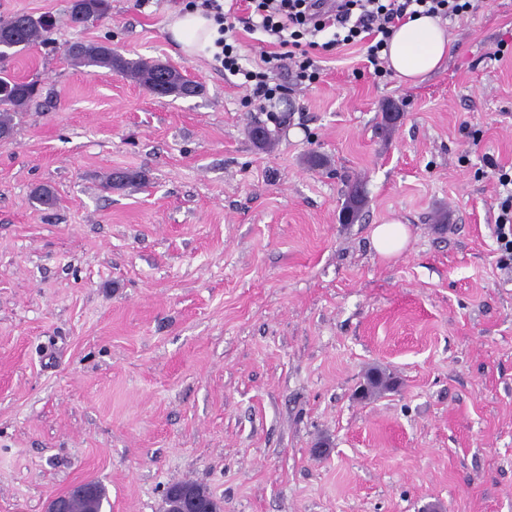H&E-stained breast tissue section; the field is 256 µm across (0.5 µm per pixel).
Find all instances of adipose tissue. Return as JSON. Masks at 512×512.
<instances>
[{"mask_svg":"<svg viewBox=\"0 0 512 512\" xmlns=\"http://www.w3.org/2000/svg\"><path fill=\"white\" fill-rule=\"evenodd\" d=\"M166 32L185 55L192 57L211 47L215 26L204 12L195 10L174 14ZM448 47L449 36L441 17L420 16L395 30L389 42L388 64L398 77L414 84L441 66Z\"/></svg>","mask_w":512,"mask_h":512,"instance_id":"adipose-tissue-1","label":"adipose tissue"}]
</instances>
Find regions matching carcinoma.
<instances>
[{
  "instance_id": "carcinoma-1",
  "label": "carcinoma",
  "mask_w": 512,
  "mask_h": 512,
  "mask_svg": "<svg viewBox=\"0 0 512 512\" xmlns=\"http://www.w3.org/2000/svg\"><path fill=\"white\" fill-rule=\"evenodd\" d=\"M93 9L70 10L71 21L80 26L105 17L110 10L109 0H91ZM49 21L22 13L0 22V59L8 58L34 44L48 32ZM71 62L80 66H95L120 72L150 93L157 96L194 97L200 94L201 85L185 78L178 70L143 59H127L112 48L100 43L74 41L67 49ZM36 94V84L0 76V130L13 131L14 116L24 111ZM364 203L358 188H353L344 206V216L353 221ZM107 491L99 483L92 484L90 492L71 498V512H102Z\"/></svg>"
}]
</instances>
